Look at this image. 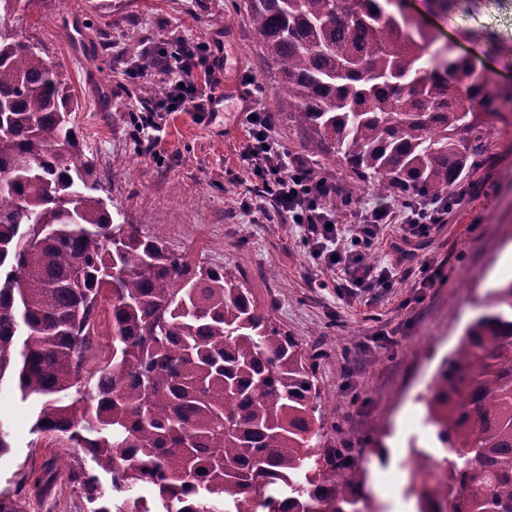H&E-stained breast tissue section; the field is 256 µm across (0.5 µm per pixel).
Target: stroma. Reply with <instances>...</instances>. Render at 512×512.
I'll return each mask as SVG.
<instances>
[{
  "mask_svg": "<svg viewBox=\"0 0 512 512\" xmlns=\"http://www.w3.org/2000/svg\"><path fill=\"white\" fill-rule=\"evenodd\" d=\"M422 0H406L407 16H420L455 54L474 57L498 85L512 86V0H452L448 12L418 14ZM8 25L60 64L78 107L72 121L95 166L115 222L139 225L172 250L206 266L241 273L258 310L321 354L318 405L322 446L350 449L366 471L376 512H417L407 495L412 450L442 459L435 431L425 422L426 400L441 363L469 325L487 311L488 294L512 280L504 256L512 252V114L489 119L488 155L476 158L463 194L429 237L403 243L389 230L369 262L396 266L392 287L348 288L340 270L309 254L303 226L266 215L265 200L244 154L250 80L267 91L264 107L276 112L277 64L265 54L244 0H21ZM137 39H129V31ZM205 44L222 62L214 113L166 115L159 156L143 155L133 113L147 111L135 95L141 85L159 90L179 79L155 68L131 69L147 51L170 40ZM273 135L289 155L303 158L351 205L338 211L346 236L357 229L353 207L382 204L371 187H358L350 169L317 159L306 133L275 119ZM35 410L10 383L0 384V424L11 443L0 458V491H19L26 512H89L71 468L91 467L84 449L37 444ZM57 457L61 477L51 492L22 484L25 473Z\"/></svg>",
  "mask_w": 512,
  "mask_h": 512,
  "instance_id": "1",
  "label": "stroma"
}]
</instances>
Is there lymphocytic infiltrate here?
Wrapping results in <instances>:
<instances>
[{"instance_id": "lymphocytic-infiltrate-1", "label": "lymphocytic infiltrate", "mask_w": 512, "mask_h": 512, "mask_svg": "<svg viewBox=\"0 0 512 512\" xmlns=\"http://www.w3.org/2000/svg\"><path fill=\"white\" fill-rule=\"evenodd\" d=\"M165 65L183 73L182 82L169 85L151 110L133 118L140 147L150 155L156 152L157 133L165 113L211 111L215 98L210 89L219 83L208 50L180 48L171 52ZM195 69L203 72L205 88H198L191 79L190 74ZM263 93L262 86H255L254 103L245 110L250 138L246 158L271 206L286 213L289 219L300 221L314 260L342 270L348 287L359 288L368 281L387 285L395 275L394 269L366 263V250L394 223L398 224L403 241L428 237L447 214V201L414 196L402 200L397 207L375 206L365 211L356 234L344 237L343 227L336 221L335 209L325 204L327 197L334 193V186L326 179L316 177L302 161L281 150L271 135L272 115L260 106Z\"/></svg>"}]
</instances>
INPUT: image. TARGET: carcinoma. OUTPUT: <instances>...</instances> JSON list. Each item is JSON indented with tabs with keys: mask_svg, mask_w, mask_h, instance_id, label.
<instances>
[{
	"mask_svg": "<svg viewBox=\"0 0 512 512\" xmlns=\"http://www.w3.org/2000/svg\"><path fill=\"white\" fill-rule=\"evenodd\" d=\"M279 64V111L380 196L439 197L489 149L512 88L396 14L400 0H246ZM60 65L0 25V381L32 433L83 448L92 512H358L350 449L319 452L321 356L251 289L116 224L71 123ZM439 369L426 422L453 460L412 456L418 512H512V281ZM43 492L54 458L32 472ZM142 482L157 507L127 496Z\"/></svg>",
	"mask_w": 512,
	"mask_h": 512,
	"instance_id": "1",
	"label": "carcinoma"
}]
</instances>
